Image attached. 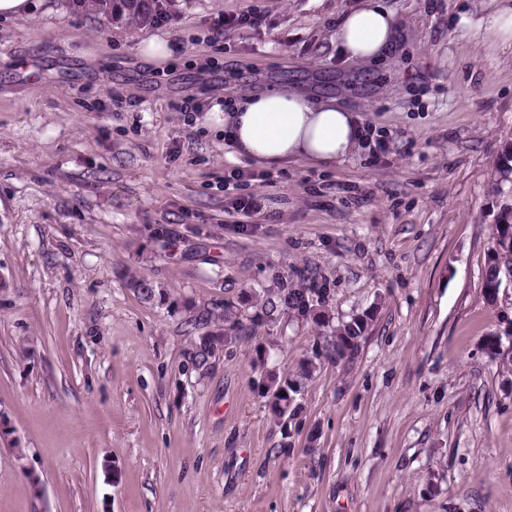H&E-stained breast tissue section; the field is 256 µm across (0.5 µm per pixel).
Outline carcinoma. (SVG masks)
<instances>
[{
  "instance_id": "obj_1",
  "label": "carcinoma",
  "mask_w": 512,
  "mask_h": 512,
  "mask_svg": "<svg viewBox=\"0 0 512 512\" xmlns=\"http://www.w3.org/2000/svg\"><path fill=\"white\" fill-rule=\"evenodd\" d=\"M495 236L496 247L489 253L492 261L484 267V278L489 283L501 276L504 265L512 264V205L507 204L500 210L498 222L495 223ZM309 293L308 288H286L263 299L257 296L255 308L260 310L269 325L274 326L282 314L296 312L303 316L311 311ZM247 320L249 315L246 311L231 303L224 305V317L219 322L207 314L201 316L199 321L208 328V332L192 342L190 359L193 369L203 373L211 367L217 344L227 345L247 337L250 330ZM368 325L366 316H356L336 326L331 325L319 336L321 355L306 359L291 373L266 372L259 393L266 399L272 417L280 421L295 416L300 409L297 396L312 378L317 368L315 360L321 357L326 359L345 347L351 356H356Z\"/></svg>"
}]
</instances>
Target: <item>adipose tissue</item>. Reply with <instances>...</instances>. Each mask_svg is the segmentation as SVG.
Here are the masks:
<instances>
[{"instance_id":"obj_1","label":"adipose tissue","mask_w":512,"mask_h":512,"mask_svg":"<svg viewBox=\"0 0 512 512\" xmlns=\"http://www.w3.org/2000/svg\"><path fill=\"white\" fill-rule=\"evenodd\" d=\"M397 31L394 13L381 0H361L338 20L336 42L345 59L375 61L392 48ZM211 124L223 128L234 156L264 169L299 158L333 166L364 142L363 126L352 112L298 90L241 96L214 110Z\"/></svg>"}]
</instances>
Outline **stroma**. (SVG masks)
Here are the masks:
<instances>
[{"instance_id": "obj_1", "label": "stroma", "mask_w": 512, "mask_h": 512, "mask_svg": "<svg viewBox=\"0 0 512 512\" xmlns=\"http://www.w3.org/2000/svg\"><path fill=\"white\" fill-rule=\"evenodd\" d=\"M385 2L400 31L376 64L336 46L357 0L0 18V512H512V286L482 288L512 203V47L476 34L493 0ZM245 12L262 25L214 31ZM154 37L173 61L141 57ZM288 87L336 99L387 154L225 187L249 163L209 108ZM187 98L203 111L174 110ZM252 194L265 207L239 225ZM299 283L332 324L372 322L283 427L255 351L294 371L321 324L256 319L201 375L190 321Z\"/></svg>"}]
</instances>
